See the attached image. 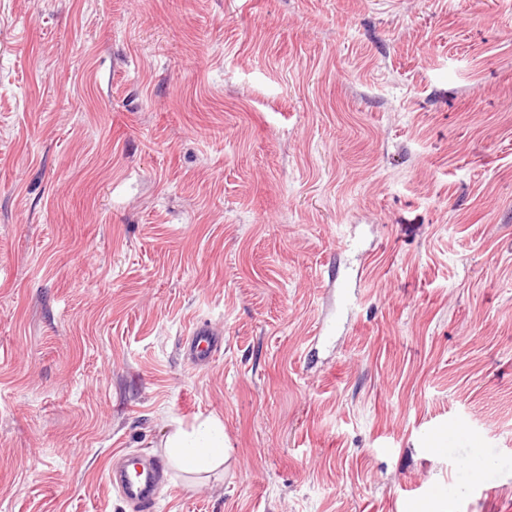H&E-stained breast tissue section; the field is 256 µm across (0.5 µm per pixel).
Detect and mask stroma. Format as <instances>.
<instances>
[{"mask_svg": "<svg viewBox=\"0 0 512 512\" xmlns=\"http://www.w3.org/2000/svg\"><path fill=\"white\" fill-rule=\"evenodd\" d=\"M131 456L155 512H512V0H0V512H135ZM186 345L188 359L196 365L209 363L214 353L222 348L223 341L218 332L206 325H196ZM166 448L183 468L195 471L218 466L228 455L224 425L219 420L203 422L191 432L175 430ZM163 470L157 461H152L134 474L113 470L109 479L120 489L122 497L134 504L140 512L153 510L162 485Z\"/></svg>", "mask_w": 512, "mask_h": 512, "instance_id": "stroma-1", "label": "stroma"}]
</instances>
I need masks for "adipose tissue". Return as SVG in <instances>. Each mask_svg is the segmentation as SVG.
I'll return each mask as SVG.
<instances>
[{"label": "adipose tissue", "instance_id": "ef3b65f1", "mask_svg": "<svg viewBox=\"0 0 512 512\" xmlns=\"http://www.w3.org/2000/svg\"><path fill=\"white\" fill-rule=\"evenodd\" d=\"M167 447L183 468L195 471L220 465L228 454L224 426L217 420L203 422L190 432L175 430Z\"/></svg>", "mask_w": 512, "mask_h": 512}]
</instances>
